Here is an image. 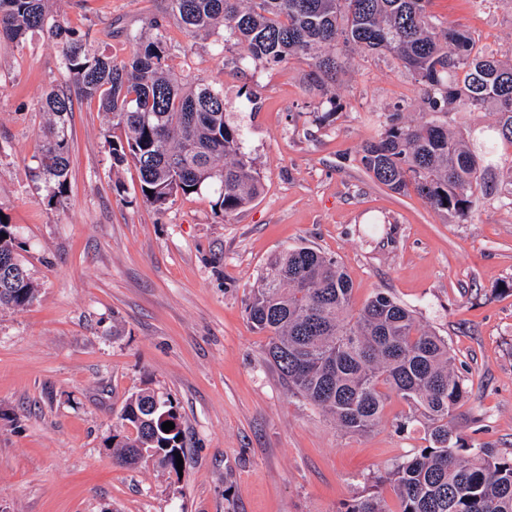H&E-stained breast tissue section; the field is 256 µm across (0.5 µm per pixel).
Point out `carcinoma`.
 I'll return each mask as SVG.
<instances>
[{
    "label": "carcinoma",
    "instance_id": "obj_1",
    "mask_svg": "<svg viewBox=\"0 0 512 512\" xmlns=\"http://www.w3.org/2000/svg\"><path fill=\"white\" fill-rule=\"evenodd\" d=\"M151 33L135 34L117 60L89 48L90 33L61 24L49 0H0V39L20 44L41 32L61 52L70 84L41 106L33 180L47 204L68 188L73 99L95 101L108 119L105 142L113 164L132 162L143 201L162 212L188 188L213 187L214 206L229 217L248 206L261 184L253 159L241 151L240 130L224 120V92L182 83L169 64L167 18L195 37L219 25L245 45L254 61L311 60L312 83L336 84L348 52L389 54L424 87L431 118L417 123L389 115L385 131L365 145L361 162L394 193L413 190L444 216L467 220L487 191L485 175L512 146V62L474 50L471 35L443 25L431 0H166ZM489 108L495 122L463 139L435 116ZM118 130L121 136H113ZM151 193H146V190ZM13 225L0 218V308L23 309L37 299L19 259ZM342 263L301 246L263 267L245 302L251 328L268 338L265 360L288 390L322 409L347 434L377 426L391 396L409 407L425 445L367 479L370 491L346 512H512V456L468 443L452 426L469 398L448 342L423 328L414 312L378 291L358 310ZM112 455L127 466L151 462L177 471L184 457L180 416L171 397L145 388L122 407ZM171 421L174 429L164 432Z\"/></svg>",
    "mask_w": 512,
    "mask_h": 512
}]
</instances>
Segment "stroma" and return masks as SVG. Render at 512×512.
<instances>
[{
  "mask_svg": "<svg viewBox=\"0 0 512 512\" xmlns=\"http://www.w3.org/2000/svg\"><path fill=\"white\" fill-rule=\"evenodd\" d=\"M164 0H52L90 47L124 57ZM478 49H512V0H432ZM184 83L224 92V118L255 162L259 196L232 217L210 190L165 212L143 203L134 166L113 168L107 121L75 103L69 187L48 205L34 182L45 92L65 88L56 45L40 34L0 43V214L13 224L39 290L0 311V512H345L383 472L424 443L399 431L409 408L388 401L363 436L294 396L265 361L245 299L263 266L310 245L336 257L362 305L382 290L442 336L470 392L454 419L468 442L512 455V208L506 165L468 221L375 182L360 162L389 113L419 121L420 85L392 56L353 52L329 90L308 59L271 67L228 30L190 38L166 26ZM335 105H328V98ZM151 387L177 404L182 472L127 467L107 440L126 399Z\"/></svg>",
  "mask_w": 512,
  "mask_h": 512,
  "instance_id": "obj_1",
  "label": "stroma"
}]
</instances>
